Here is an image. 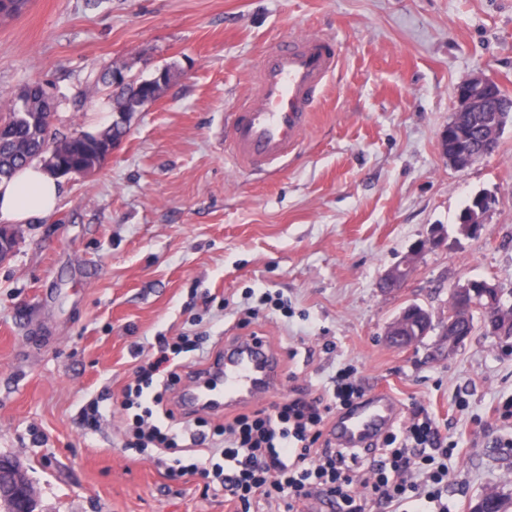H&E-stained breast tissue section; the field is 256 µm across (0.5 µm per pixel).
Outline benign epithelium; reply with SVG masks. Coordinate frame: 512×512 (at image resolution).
Returning <instances> with one entry per match:
<instances>
[{"mask_svg": "<svg viewBox=\"0 0 512 512\" xmlns=\"http://www.w3.org/2000/svg\"><path fill=\"white\" fill-rule=\"evenodd\" d=\"M494 82L481 76H473L457 89L458 111L460 112H503L512 113V97H497L492 101L485 96V90ZM491 202L482 199L460 224L465 234H476L482 228V217L490 208ZM438 240L419 242L412 246L400 261L388 268L379 280V287L387 290H399L405 287L408 279L423 251L434 246ZM501 296L499 286L487 279L467 280L454 289L448 307V318L444 322L441 335L448 342V353H453L469 336L470 331L456 330L459 317L463 314L480 312L492 316L497 309L496 302ZM432 327L429 312L419 304L405 307L387 326L386 339L399 347L406 348L409 342L421 338ZM8 499L14 504V512H35L37 500L31 482L25 472L16 464L0 460V500Z\"/></svg>", "mask_w": 512, "mask_h": 512, "instance_id": "7a95c632", "label": "benign epithelium"}]
</instances>
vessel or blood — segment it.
<instances>
[{
	"instance_id": "vessel-or-blood-1",
	"label": "vessel or blood",
	"mask_w": 512,
	"mask_h": 512,
	"mask_svg": "<svg viewBox=\"0 0 512 512\" xmlns=\"http://www.w3.org/2000/svg\"><path fill=\"white\" fill-rule=\"evenodd\" d=\"M340 63L336 42L308 34L272 46L262 56L248 104L232 115L224 130L226 152L239 170L262 174L287 161L301 145L323 91ZM285 386L282 358L258 332H233L222 355L196 368L176 388L184 412L202 409L230 414ZM399 419L395 398L371 391L328 425L333 444L364 448L375 444Z\"/></svg>"
}]
</instances>
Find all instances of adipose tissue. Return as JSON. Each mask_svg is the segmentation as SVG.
Instances as JSON below:
<instances>
[{"label": "adipose tissue", "mask_w": 512, "mask_h": 512, "mask_svg": "<svg viewBox=\"0 0 512 512\" xmlns=\"http://www.w3.org/2000/svg\"><path fill=\"white\" fill-rule=\"evenodd\" d=\"M61 193V181L42 164L19 169L10 179L0 181V220L23 222L49 217Z\"/></svg>", "instance_id": "1"}]
</instances>
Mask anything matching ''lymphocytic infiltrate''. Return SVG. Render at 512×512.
Listing matches in <instances>:
<instances>
[{
	"instance_id": "f902f5d3",
	"label": "lymphocytic infiltrate",
	"mask_w": 512,
	"mask_h": 512,
	"mask_svg": "<svg viewBox=\"0 0 512 512\" xmlns=\"http://www.w3.org/2000/svg\"><path fill=\"white\" fill-rule=\"evenodd\" d=\"M207 341L198 332L158 337L157 355L138 367L119 404L128 449L151 450L168 480L204 473L240 512H261L271 501L299 512L319 494L337 512H366L371 502L390 512H451L448 461L457 444L430 417L389 433L367 466L357 450L329 444V415L363 395L354 383L312 398L280 397L217 425L202 415L179 417L169 392L185 368L203 362Z\"/></svg>"
}]
</instances>
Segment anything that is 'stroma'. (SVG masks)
Here are the masks:
<instances>
[{
	"mask_svg": "<svg viewBox=\"0 0 512 512\" xmlns=\"http://www.w3.org/2000/svg\"><path fill=\"white\" fill-rule=\"evenodd\" d=\"M311 32L341 60L298 155L233 169L224 125L255 58ZM114 63L176 77L100 168L62 180L50 217L14 224L0 261V458L25 469L40 512H227L203 475L174 483L127 451L118 415L89 433L81 414L121 400L134 345L148 359L157 336L194 328L220 343L240 326L225 300L259 286L291 307L249 324L283 355L287 394L350 369L456 441L458 512L512 495V339L478 329L450 353L437 328L466 280L512 293V126L463 170L439 144L462 80L479 72L512 94V0H29L0 17V102L43 83L59 133L111 122L107 89L86 78ZM478 194L493 204L467 236L459 216ZM432 238L406 287L382 291L381 274ZM411 302L436 328L399 349L384 333Z\"/></svg>",
	"mask_w": 512,
	"mask_h": 512,
	"instance_id": "obj_1",
	"label": "stroma"
}]
</instances>
